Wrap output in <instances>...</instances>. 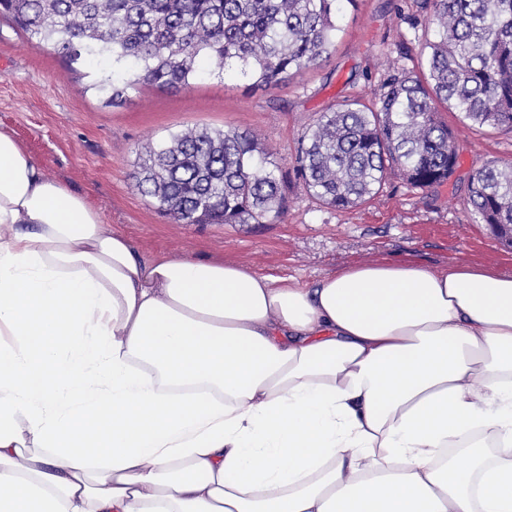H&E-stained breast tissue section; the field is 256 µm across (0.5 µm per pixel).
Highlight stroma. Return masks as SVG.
Listing matches in <instances>:
<instances>
[{
    "mask_svg": "<svg viewBox=\"0 0 512 512\" xmlns=\"http://www.w3.org/2000/svg\"><path fill=\"white\" fill-rule=\"evenodd\" d=\"M425 19L421 0H358L329 55L279 87L249 89L231 69L177 92L128 91L118 107L94 87L99 64L69 65L0 19V130L18 139L45 175L83 195L105 228L130 239L146 260L205 258L308 283L370 263L512 275V248L481 224L467 190L478 169L512 161V132L478 128L450 112L443 118L455 134L458 166L447 184L419 189L391 177L350 210L320 204L287 178L286 209L274 223L182 224L135 186L132 174L148 145L196 126L257 133L288 173L298 140L321 112L344 99L370 102L394 70H418Z\"/></svg>",
    "mask_w": 512,
    "mask_h": 512,
    "instance_id": "1",
    "label": "stroma"
}]
</instances>
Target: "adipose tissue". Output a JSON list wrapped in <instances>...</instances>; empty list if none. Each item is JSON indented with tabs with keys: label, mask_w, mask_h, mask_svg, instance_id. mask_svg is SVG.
<instances>
[{
	"label": "adipose tissue",
	"mask_w": 512,
	"mask_h": 512,
	"mask_svg": "<svg viewBox=\"0 0 512 512\" xmlns=\"http://www.w3.org/2000/svg\"><path fill=\"white\" fill-rule=\"evenodd\" d=\"M0 512H512V275L146 261L0 130Z\"/></svg>",
	"instance_id": "adipose-tissue-1"
}]
</instances>
